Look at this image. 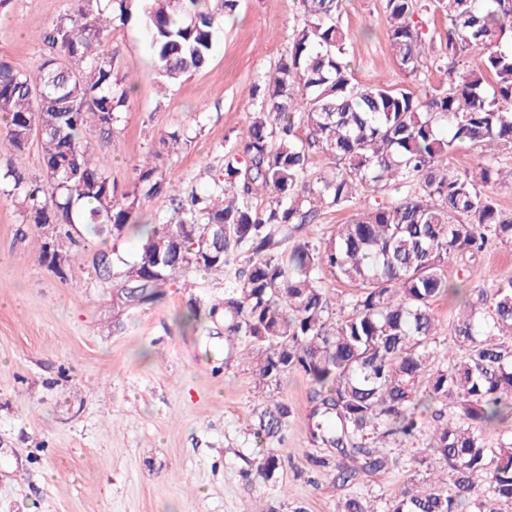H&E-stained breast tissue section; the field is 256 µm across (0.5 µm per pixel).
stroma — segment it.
Masks as SVG:
<instances>
[{
	"mask_svg": "<svg viewBox=\"0 0 512 512\" xmlns=\"http://www.w3.org/2000/svg\"><path fill=\"white\" fill-rule=\"evenodd\" d=\"M70 0H8L0 7V58L32 71L42 62L40 34ZM289 0H237L215 30L209 64L166 86L139 19L105 33L103 50L135 85L112 132L86 131L94 160L119 190L134 187V166L158 153L162 194L142 200L144 214H165L171 198L205 188L209 169L238 148L252 86L288 50ZM349 60L362 84L404 82L386 36L384 0H346ZM180 129L185 144L162 151L161 133ZM56 271L39 259L42 227L25 223L0 194V512H336L349 495L389 497L420 470L394 444L382 450L396 467L343 486L316 470L311 456L335 457L309 429L310 386L291 372L258 390L246 343L227 341L224 282L197 269L177 275L162 298L121 305L120 286L96 264L119 247L134 256L142 232L120 241L76 227ZM196 305L199 320L179 317ZM292 415L270 479L252 475L263 441L251 428L265 404Z\"/></svg>",
	"mask_w": 512,
	"mask_h": 512,
	"instance_id": "35a3bbf8",
	"label": "stroma"
}]
</instances>
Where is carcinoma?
<instances>
[{
	"label": "carcinoma",
	"mask_w": 512,
	"mask_h": 512,
	"mask_svg": "<svg viewBox=\"0 0 512 512\" xmlns=\"http://www.w3.org/2000/svg\"><path fill=\"white\" fill-rule=\"evenodd\" d=\"M70 10L40 35L34 73L0 59V148L22 152L41 140L46 181L0 167V193L30 224L56 225L57 238L87 224L119 240L137 223L140 199L159 195L165 172L134 167L135 189L121 193L93 162L84 136L112 131L126 111L132 82L101 49V37L138 13L164 84L204 68L215 24L234 0H70ZM343 0H299L302 22L289 48L250 91L242 151L224 153L203 192L176 200L155 219L128 261L113 249L105 265L121 279L124 303H153L161 287L191 268L234 277L224 293V335L247 339L258 384L290 371L310 384L316 442L341 457L343 485L397 460L365 437L419 442L413 459L444 479L407 484L376 510L347 497L339 512H512V280L463 289L447 275L448 258H468L469 277L488 245L512 243V214L485 191L500 181L497 157L458 169L448 157L463 146L512 149V0H385L389 47L418 94L392 83L354 78L341 22ZM448 19L445 39L425 43L414 16ZM482 49L478 63L471 50ZM448 67V84L429 75ZM402 196L384 205L362 195ZM327 209L351 210L331 237L313 243L299 232ZM206 224L224 235L202 240ZM355 288L332 295L325 275ZM449 297L459 312L448 362L437 351L435 305ZM350 312H344V309ZM288 405L266 406L254 424L261 439L281 436ZM506 425L496 445L485 430ZM278 449L256 459L270 478Z\"/></svg>",
	"instance_id": "cac0c4a2"
}]
</instances>
